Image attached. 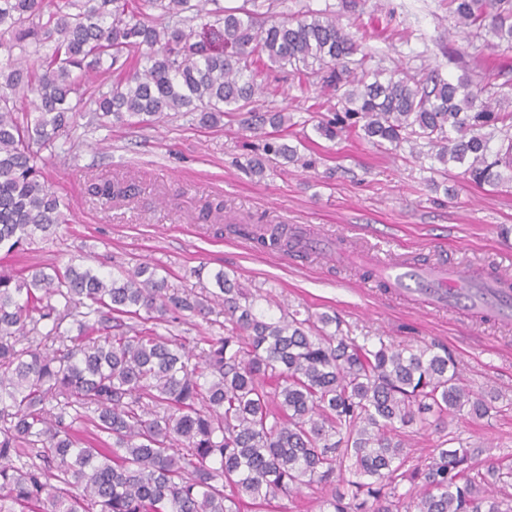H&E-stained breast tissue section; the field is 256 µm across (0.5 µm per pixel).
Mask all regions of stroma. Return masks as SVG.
<instances>
[{
    "instance_id": "stroma-1",
    "label": "stroma",
    "mask_w": 512,
    "mask_h": 512,
    "mask_svg": "<svg viewBox=\"0 0 512 512\" xmlns=\"http://www.w3.org/2000/svg\"><path fill=\"white\" fill-rule=\"evenodd\" d=\"M307 8L335 11L346 30L367 34V48L384 67H437L453 80L512 78V52L490 49L476 37L463 42L448 0H277L281 12ZM258 81L255 110L287 115V141L311 167L282 161L265 176L252 174L246 159L261 138L236 121L208 128L178 113L157 124L90 131L79 117L41 152L49 186L70 204L69 223L0 263L14 270L63 265L81 251L87 266L106 273L147 261L178 293L213 288L212 275L221 269L272 306L314 320L339 316L354 336L445 345L470 388L492 393L502 407L460 424V439L480 458L512 466V324L419 309L380 288L364 265L326 259L342 241L383 260L512 269V187L475 184L453 166L445 188H433L431 170L408 152L375 148L353 133L321 137L314 126L333 112L319 86L268 67ZM93 179L132 183L136 190L105 205L86 191ZM214 199L223 200V213L200 222L201 207ZM260 219L305 233L312 256L261 249L232 230ZM157 330L191 343L220 336L223 309L187 316L173 327L163 322Z\"/></svg>"
}]
</instances>
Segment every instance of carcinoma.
Segmentation results:
<instances>
[{
  "instance_id": "1",
  "label": "carcinoma",
  "mask_w": 512,
  "mask_h": 512,
  "mask_svg": "<svg viewBox=\"0 0 512 512\" xmlns=\"http://www.w3.org/2000/svg\"><path fill=\"white\" fill-rule=\"evenodd\" d=\"M448 10L512 51V0H448ZM366 37L332 11L277 12L274 0H0V251L68 223L32 146L53 147L76 113L91 112L88 128L181 111L215 127L254 102L263 59L336 97L340 111L317 126L326 139L422 145L442 175L454 163L479 184L512 181V79L373 69ZM112 73L107 91L89 84ZM262 123L272 131L252 173L300 160L282 113ZM88 192L110 201L127 189L106 180ZM238 233L280 251L296 236L287 224ZM213 280L217 290L182 296L146 263L0 271V512H272L304 486L320 490V512H512V466L452 448L453 437L409 464L425 431L496 409L447 349L360 344L335 315L313 332L298 310L258 308L224 271ZM213 303L225 335L201 346L147 326ZM125 318L137 323L112 332ZM68 319L79 335L62 330ZM84 420L107 439L79 446Z\"/></svg>"
}]
</instances>
